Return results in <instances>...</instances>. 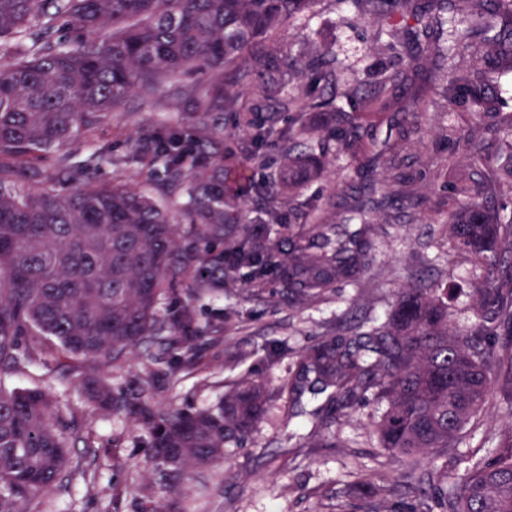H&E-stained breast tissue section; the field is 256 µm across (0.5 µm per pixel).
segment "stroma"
<instances>
[{
  "label": "stroma",
  "instance_id": "1",
  "mask_svg": "<svg viewBox=\"0 0 512 512\" xmlns=\"http://www.w3.org/2000/svg\"><path fill=\"white\" fill-rule=\"evenodd\" d=\"M373 32L370 19L356 13L348 0H319L301 22L282 32L281 39L295 49L306 40L332 46L345 65L346 78L359 82L369 79L372 64L382 54ZM226 85L223 70L199 69L168 83L154 100L129 96L103 134L82 136L68 145L73 163L83 167L82 175L53 170L51 180L60 187L78 189L86 180L104 184L120 175L179 212L188 200L186 180L170 182L162 164L146 163L156 148L154 131L158 122H166L168 131L184 146H193L199 95L223 92ZM413 121L420 131L406 151L422 165L419 188L426 203L416 223L382 226L360 286L340 284L318 299L294 303L271 275L265 287L252 288L238 281L220 297L195 301L184 288L162 297L158 306L162 320H170L191 303L201 323L220 318L224 329L202 339L200 358L192 369L157 382L158 399L202 410L222 396L225 385L245 373L261 381L270 396L253 440L245 447L228 449L223 463L170 484L160 482L145 432L88 404L78 389L77 375L63 371L58 355H45L9 379V386L16 388H52L69 401L79 425L94 435L92 447L79 443L72 448L73 465L52 492L41 496V512H150L154 504L175 500L192 503L197 512H314L318 507L324 512H352L360 505L355 492L358 473H368L381 484L400 479L399 462L378 446L380 404L371 401L348 410L336 426L338 447L291 448L285 441L295 427L289 424L277 392L294 372L305 346L354 318H384L400 289L425 280L430 257L441 256L448 285L454 290L453 321L460 326L470 322L471 288L492 270L454 252L440 222L457 177L456 171L436 164L452 148L447 118L428 105L416 116L396 105L371 117L368 124L382 143L394 137L398 127ZM104 143L111 146L115 165L92 161V153ZM511 425L512 408L490 398L469 444L491 448L498 433Z\"/></svg>",
  "mask_w": 512,
  "mask_h": 512
}]
</instances>
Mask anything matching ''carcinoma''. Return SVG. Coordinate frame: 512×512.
<instances>
[{
  "label": "carcinoma",
  "instance_id": "cac0c4a2",
  "mask_svg": "<svg viewBox=\"0 0 512 512\" xmlns=\"http://www.w3.org/2000/svg\"><path fill=\"white\" fill-rule=\"evenodd\" d=\"M357 2L387 59L373 79L350 84L329 46L297 59L278 41L317 0H0V512H32L68 468L72 445L92 446L52 391L6 384L47 352L46 341L81 363L119 368L150 342L194 365L206 333L195 309L185 305L172 326L157 315L176 287L212 296L226 278L260 287L273 273L306 301L359 280L372 262L375 217L404 224L422 203L419 172L404 155L419 128L386 143L388 183L367 181L377 154L365 116L400 99L419 109L409 86L433 51L443 59L437 111L475 118L447 127L457 150L444 165L460 169L443 219L448 242L499 273L475 283L474 321L462 329L443 284L403 289L384 322L358 319L308 344L278 395L287 410L307 392L324 397L298 448H334L340 412L369 399L384 406L379 447L400 462L404 484L359 480L363 512H512V425L491 450L461 456L462 473L434 464L472 435L491 390L512 407V220L496 207L512 192V112L496 84L512 73V0ZM218 67L232 89L199 98L197 144L221 137L213 114L225 109L238 113L250 144L227 163L216 155L212 175L188 185L186 234L171 211L119 178L73 192L44 178L67 169L60 150L108 127L128 95L151 97L186 71ZM290 74L303 79L294 90ZM254 112L266 116L258 122ZM271 136L277 165L260 151ZM157 140L155 161L172 180L194 171L195 150L161 131ZM342 155L351 181L336 185L323 210L306 208L300 186ZM263 184L288 192V223L275 200L267 228L235 223L227 207ZM290 224L302 232L285 254ZM174 370L157 362L126 385L85 383L91 403L146 432L163 478L222 461L253 436L268 401L261 383L240 379L214 406L179 410L149 394Z\"/></svg>",
  "mask_w": 512,
  "mask_h": 512
}]
</instances>
